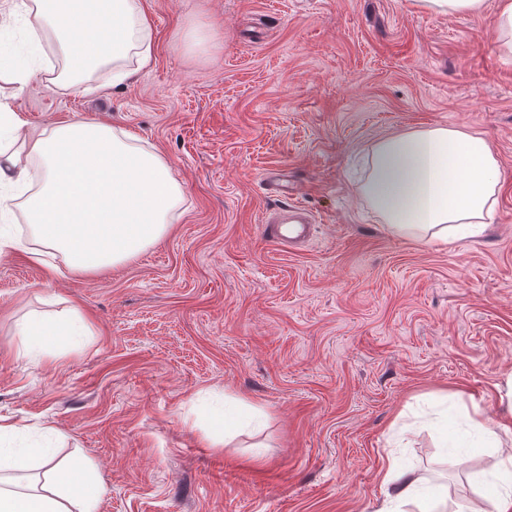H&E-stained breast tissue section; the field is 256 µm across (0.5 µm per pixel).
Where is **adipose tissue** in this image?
<instances>
[{
    "label": "adipose tissue",
    "mask_w": 512,
    "mask_h": 512,
    "mask_svg": "<svg viewBox=\"0 0 512 512\" xmlns=\"http://www.w3.org/2000/svg\"><path fill=\"white\" fill-rule=\"evenodd\" d=\"M0 9L22 12L36 36L51 45L61 67L46 86H90L98 71L114 82L130 79L154 57L152 23L140 0H0ZM40 182L25 189L28 163ZM499 164L486 140L473 131L433 126L378 142L362 186L373 211L392 235L446 244L482 233L492 222ZM27 237L0 226V241L22 250L62 254L69 268L95 273L121 265L156 244L170 229L183 193L167 159L131 135L98 122L58 124L28 137L23 123L0 103V216L17 195ZM78 314L34 315L15 335L24 354L48 356L58 342L77 335ZM40 471L31 486L5 473ZM388 490L378 512H400L415 500L413 472L388 463ZM105 494L94 469L55 461L47 449L0 448V512H98Z\"/></svg>",
    "instance_id": "1"
}]
</instances>
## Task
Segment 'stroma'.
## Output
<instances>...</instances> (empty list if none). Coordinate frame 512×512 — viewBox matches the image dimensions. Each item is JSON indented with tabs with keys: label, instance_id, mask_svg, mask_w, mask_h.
Masks as SVG:
<instances>
[{
	"label": "stroma",
	"instance_id": "35a3bbf8",
	"mask_svg": "<svg viewBox=\"0 0 512 512\" xmlns=\"http://www.w3.org/2000/svg\"><path fill=\"white\" fill-rule=\"evenodd\" d=\"M414 0H141L153 64L123 84L51 90L23 18L0 48L31 74L0 79L30 133L71 121L125 130L171 164L181 215L136 258L93 274L0 258V448L90 462L99 512H377L389 459L420 497L491 512L497 425L512 375V56L480 18ZM434 125L482 132L502 171L481 237L428 245L386 233L361 191L381 139ZM299 185L308 244L269 241L287 213L267 176ZM78 312L82 333L23 355L16 322ZM223 411L227 445L213 446ZM460 451L440 452L444 441Z\"/></svg>",
	"mask_w": 512,
	"mask_h": 512
}]
</instances>
